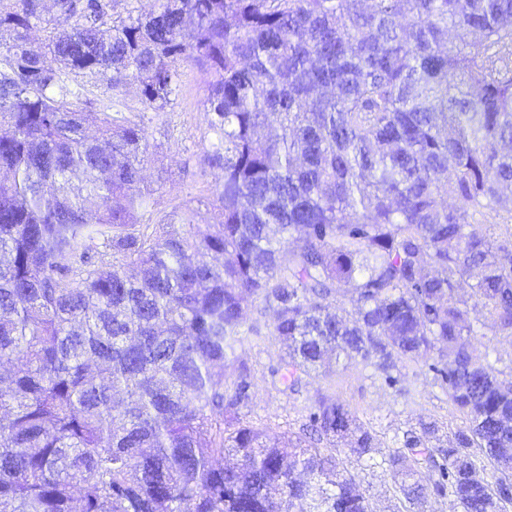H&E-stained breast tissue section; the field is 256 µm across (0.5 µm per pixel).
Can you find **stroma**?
<instances>
[{
  "label": "stroma",
  "instance_id": "35a3bbf8",
  "mask_svg": "<svg viewBox=\"0 0 512 512\" xmlns=\"http://www.w3.org/2000/svg\"><path fill=\"white\" fill-rule=\"evenodd\" d=\"M179 91L171 105L147 121L151 161L147 180L156 190L155 216L183 207H192L203 224L219 220L210 201L215 175L203 158L215 139L204 111L208 78L190 63H179ZM283 347L274 339L245 338L235 342L231 355L252 370L250 400L238 409V418L265 431L273 439L297 433L307 422L321 395L336 398L356 413L376 437V446L386 452L395 448V436L417 425L434 423L430 437L434 446H447L455 431L466 420L449 402L435 372L436 356L427 355L399 363L394 382H386L361 360L339 361L329 374L307 378L296 394L279 391L272 369L280 361ZM338 476H354L373 512H406L407 507L395 488L391 471L384 467L357 464L347 447L336 452Z\"/></svg>",
  "mask_w": 512,
  "mask_h": 512
}]
</instances>
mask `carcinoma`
<instances>
[{
  "mask_svg": "<svg viewBox=\"0 0 512 512\" xmlns=\"http://www.w3.org/2000/svg\"><path fill=\"white\" fill-rule=\"evenodd\" d=\"M119 2L0 0V512H370L336 479L346 437L411 506L509 512L512 380L470 339L512 337V0ZM179 61L210 77L219 224L140 223L145 124L87 133L79 79L160 111ZM264 330L291 394L329 351L388 380L434 354L468 426L428 448L421 421L378 462L322 395L272 444L224 421L251 387L228 349Z\"/></svg>",
  "mask_w": 512,
  "mask_h": 512,
  "instance_id": "carcinoma-1",
  "label": "carcinoma"
}]
</instances>
